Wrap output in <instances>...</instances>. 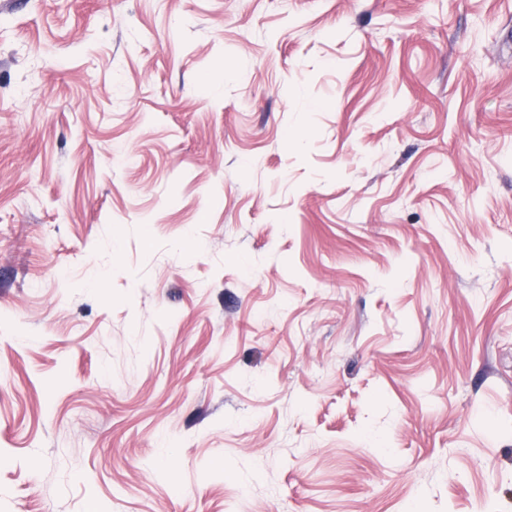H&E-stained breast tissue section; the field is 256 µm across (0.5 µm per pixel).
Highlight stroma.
<instances>
[{"label":"stroma","instance_id":"stroma-1","mask_svg":"<svg viewBox=\"0 0 512 512\" xmlns=\"http://www.w3.org/2000/svg\"><path fill=\"white\" fill-rule=\"evenodd\" d=\"M0 512H512V0H0Z\"/></svg>","mask_w":512,"mask_h":512}]
</instances>
